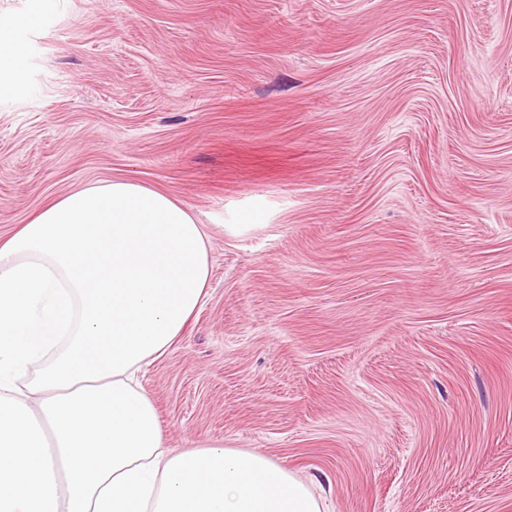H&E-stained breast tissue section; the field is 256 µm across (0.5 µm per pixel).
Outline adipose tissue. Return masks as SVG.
Wrapping results in <instances>:
<instances>
[{"instance_id": "ef3b65f1", "label": "adipose tissue", "mask_w": 512, "mask_h": 512, "mask_svg": "<svg viewBox=\"0 0 512 512\" xmlns=\"http://www.w3.org/2000/svg\"><path fill=\"white\" fill-rule=\"evenodd\" d=\"M209 275L202 225L132 179L57 197L0 238V512H322L262 453L168 448L134 380Z\"/></svg>"}]
</instances>
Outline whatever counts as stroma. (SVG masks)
Listing matches in <instances>:
<instances>
[{
	"label": "stroma",
	"mask_w": 512,
	"mask_h": 512,
	"mask_svg": "<svg viewBox=\"0 0 512 512\" xmlns=\"http://www.w3.org/2000/svg\"><path fill=\"white\" fill-rule=\"evenodd\" d=\"M0 0V237L132 178L208 294L138 374L166 444L323 512H512V0Z\"/></svg>",
	"instance_id": "1"
}]
</instances>
